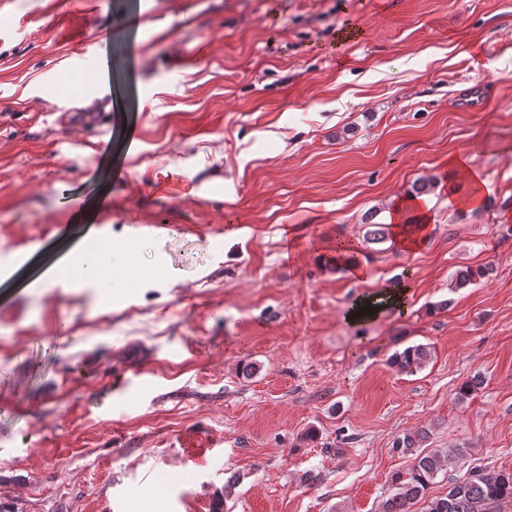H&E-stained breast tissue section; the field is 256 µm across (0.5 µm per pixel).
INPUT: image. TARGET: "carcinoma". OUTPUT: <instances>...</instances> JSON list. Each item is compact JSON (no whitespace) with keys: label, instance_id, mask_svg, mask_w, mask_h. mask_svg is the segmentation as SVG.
<instances>
[{"label":"carcinoma","instance_id":"carcinoma-1","mask_svg":"<svg viewBox=\"0 0 512 512\" xmlns=\"http://www.w3.org/2000/svg\"><path fill=\"white\" fill-rule=\"evenodd\" d=\"M487 268L470 267L454 277V287L465 288L485 277ZM430 351L424 345L408 346L394 355L392 362L403 372L415 373L426 366ZM467 453L464 448H450L445 453H419L407 472L397 473L392 479L394 492L383 503L381 512H410L411 505L423 503L421 512H490L493 505L512 499V470L487 472L473 469L467 477L448 486L441 496L428 497L427 491L445 460H453Z\"/></svg>","mask_w":512,"mask_h":512}]
</instances>
